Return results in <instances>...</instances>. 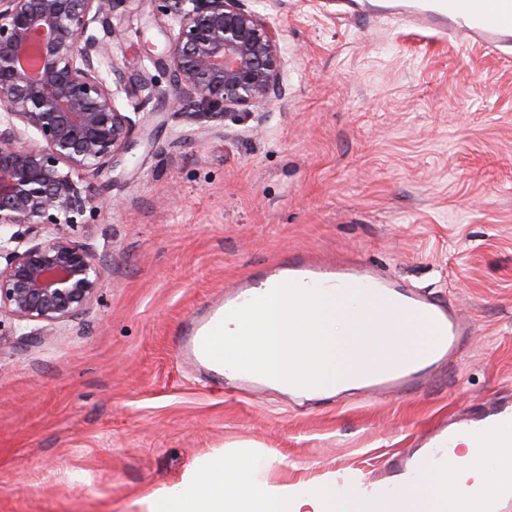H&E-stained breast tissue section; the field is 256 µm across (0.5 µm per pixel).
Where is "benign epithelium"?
<instances>
[{"label":"benign epithelium","mask_w":512,"mask_h":512,"mask_svg":"<svg viewBox=\"0 0 512 512\" xmlns=\"http://www.w3.org/2000/svg\"><path fill=\"white\" fill-rule=\"evenodd\" d=\"M140 2L0 0V343L31 323L51 332L97 298L101 267L73 232L105 205L88 178L112 174L137 145L120 93L206 113L280 95L277 31L244 0H154L177 27L169 88L116 68L103 76L112 15ZM16 226L35 232L22 251L11 248Z\"/></svg>","instance_id":"7a95c632"}]
</instances>
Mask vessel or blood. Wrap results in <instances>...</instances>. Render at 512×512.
Returning a JSON list of instances; mask_svg holds the SVG:
<instances>
[{
  "label": "vessel or blood",
  "mask_w": 512,
  "mask_h": 512,
  "mask_svg": "<svg viewBox=\"0 0 512 512\" xmlns=\"http://www.w3.org/2000/svg\"><path fill=\"white\" fill-rule=\"evenodd\" d=\"M395 16L405 25L437 30L462 47L478 45L499 54L512 46V0H409L408 4L397 6ZM287 270L284 277L274 272L245 278L225 292L223 300L190 316L176 344L177 359L207 364L202 351L205 335L229 311L267 293L285 279L309 287L332 288L340 294H354L368 308L360 322L368 336L374 330L389 328L403 317L429 320L438 326L441 340L435 348L418 356L405 354L387 364L376 363L360 373L356 378L357 389L366 395L425 383L437 365L458 355L471 333L469 322L455 306L403 288L363 263L326 268L297 255L289 259ZM462 433L477 448L512 446V401H493L480 413L455 422L435 438L428 457L418 464H409L402 454H392L385 487L399 489L419 469L426 471L435 466L448 469L452 459L441 456L439 450Z\"/></svg>",
  "instance_id": "b4317fda"
}]
</instances>
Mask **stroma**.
Segmentation results:
<instances>
[{"mask_svg":"<svg viewBox=\"0 0 512 512\" xmlns=\"http://www.w3.org/2000/svg\"><path fill=\"white\" fill-rule=\"evenodd\" d=\"M396 0H246L277 29L282 94L191 117L135 109L150 143L80 230L98 299L54 335L0 344V512H140L198 460L257 446L272 481L380 478L461 414L512 398V60L405 27ZM107 63L166 83L169 33L113 18ZM295 253L352 255L452 302L475 332L424 385L314 401L208 379L172 339L194 312Z\"/></svg>","mask_w":512,"mask_h":512,"instance_id":"obj_1","label":"stroma"}]
</instances>
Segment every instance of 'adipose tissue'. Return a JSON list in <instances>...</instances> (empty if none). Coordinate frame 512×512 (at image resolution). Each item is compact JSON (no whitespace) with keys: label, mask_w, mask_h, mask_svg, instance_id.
I'll use <instances>...</instances> for the list:
<instances>
[{"label":"adipose tissue","mask_w":512,"mask_h":512,"mask_svg":"<svg viewBox=\"0 0 512 512\" xmlns=\"http://www.w3.org/2000/svg\"><path fill=\"white\" fill-rule=\"evenodd\" d=\"M472 449L461 442L458 466L447 480L423 478L419 489L404 488L379 507L354 501L336 489V482L275 483L259 475L260 456L215 454L195 464L183 478L143 500L144 512H446L456 500L457 512H471L477 495L512 484V447L492 449L495 470L471 463Z\"/></svg>","instance_id":"1"}]
</instances>
